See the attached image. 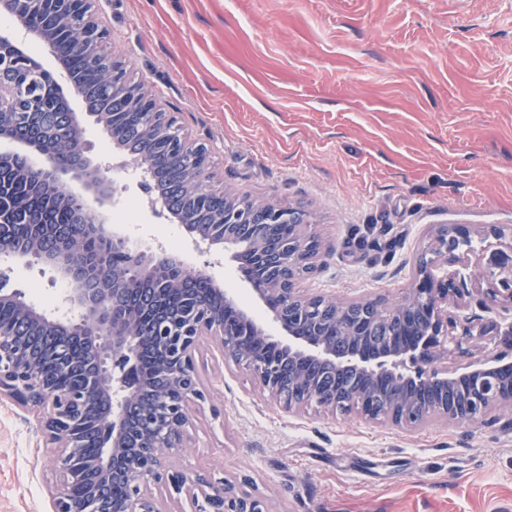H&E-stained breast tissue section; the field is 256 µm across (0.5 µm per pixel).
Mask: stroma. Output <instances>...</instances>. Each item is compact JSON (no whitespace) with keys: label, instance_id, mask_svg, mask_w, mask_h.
Instances as JSON below:
<instances>
[{"label":"stroma","instance_id":"35a3bbf8","mask_svg":"<svg viewBox=\"0 0 512 512\" xmlns=\"http://www.w3.org/2000/svg\"><path fill=\"white\" fill-rule=\"evenodd\" d=\"M136 81L212 148L214 181L307 210L325 243L306 293L402 300L444 225L480 240L512 226V0H96ZM138 248L165 238L194 266L179 225L155 215L141 171ZM460 315L487 318L477 254ZM35 306L59 285L34 262L8 271ZM207 390L169 455L225 478L270 512H512V410L409 430L316 407L286 413L216 340L196 355ZM36 419L0 401V512H52Z\"/></svg>","mask_w":512,"mask_h":512}]
</instances>
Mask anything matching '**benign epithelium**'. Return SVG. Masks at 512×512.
Here are the masks:
<instances>
[{
    "mask_svg": "<svg viewBox=\"0 0 512 512\" xmlns=\"http://www.w3.org/2000/svg\"><path fill=\"white\" fill-rule=\"evenodd\" d=\"M45 2L57 13L81 17L79 48L88 51L105 40V31L86 10L88 0H40L42 4ZM27 3L29 0H0V13L12 21L11 27L0 30V48L10 52L13 62L29 56L18 41L20 37L49 46L48 36L29 26ZM112 86L124 89L136 107L160 110L152 95L131 79L128 65L121 60L112 66ZM9 112V104L0 99V141L12 145L11 149L0 152V164L17 156L25 159L32 173L53 184L85 218L87 224L83 225L82 233L124 254L125 266L143 274H156L161 287H178L185 270L182 260L166 252L157 256L135 251L120 229L108 225L110 211L119 201L116 183L101 163L90 159L83 135H78L75 142L79 163L73 166L74 172L63 174L57 171L54 156L39 152L33 143L22 144L3 131ZM37 153L42 161L34 165L32 155ZM151 209L183 225L199 252L217 255L228 252L232 260H237L238 225L226 224L224 234L215 235L195 224H185L179 212L160 194L151 199ZM80 234L72 230L62 236L39 233L27 245L11 247L0 243V251L9 254L13 261H40L69 284L64 302L68 311L79 319V340L87 345L89 379L85 388L69 394L49 384L41 375L40 360L32 354V345L37 340L32 332L41 326L39 312L17 291L3 288L4 282H0V306H18L20 324L27 332L20 336L17 327L0 325V399L24 408L40 423L45 447L54 456L53 512H161L152 493L154 487L185 494L198 505L195 512H269L263 500L236 489L234 484L224 479L213 482L201 476L193 477L166 460L167 452L183 446L190 406L206 398L195 352L208 337L218 340L228 353L263 338L274 342L297 364L329 363L354 370L370 380L388 375L402 383L413 381L418 386L446 388L465 379L471 386V401L464 405L460 417L473 423L494 407L512 406V377L502 378L512 371V320L503 323L489 317L476 323L448 311V299L458 298L464 292L460 284L465 276L459 269L464 254L448 245L453 239H465L466 231L458 226H449L448 236L439 235L436 239L434 253L443 276L438 279L428 270L420 272L406 298L395 306L398 312L412 304L425 309L426 324L417 332L399 321L398 342L376 351L336 346L322 336L301 331L287 315L293 306L305 309L323 299L298 288L299 269L313 264L308 251L309 236L298 234L291 256L276 266L279 274L273 280L243 276L253 296L280 330V338L272 340L264 327L240 306L237 311L241 321L251 327L248 336L239 335L211 307L204 308L192 324L176 335L164 326L157 329L154 340L171 358L160 366L159 383L149 413L142 412L139 405V393L146 387L138 365L145 336L139 331L135 314L125 305L131 289L127 288L126 277L112 270L109 254L79 264ZM491 234L498 240L507 236L511 242L505 250H492L488 246L481 249L484 273L496 280V285L486 290L483 304L491 312L499 307L512 311V226L507 229L495 226ZM195 275L208 283L214 301L235 305L229 292L205 271L197 270ZM500 335L508 337L511 353L477 356L452 370L439 364V356L445 351L460 350L470 342ZM236 365L253 374L262 392L281 400L275 371L258 369L251 356L236 361ZM91 404L98 408L99 437L107 441V446L104 455L86 457L78 443L76 423ZM116 482L125 489L120 500L111 495Z\"/></svg>",
    "mask_w": 512,
    "mask_h": 512,
    "instance_id": "benign-epithelium-1",
    "label": "benign epithelium"
}]
</instances>
